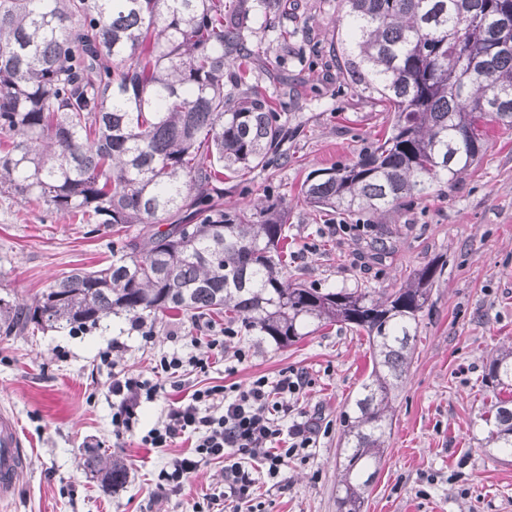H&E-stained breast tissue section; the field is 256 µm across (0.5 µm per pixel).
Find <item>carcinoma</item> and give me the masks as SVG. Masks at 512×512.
I'll use <instances>...</instances> for the list:
<instances>
[{
	"mask_svg": "<svg viewBox=\"0 0 512 512\" xmlns=\"http://www.w3.org/2000/svg\"><path fill=\"white\" fill-rule=\"evenodd\" d=\"M341 69L388 113L385 138L306 176L316 212L386 220L484 153L487 125L512 129V0H345ZM247 0H0V190L128 228L120 256L55 279L30 304L0 297V334L86 330L222 314L286 346L345 324L368 339L371 371L346 414L338 512H362L387 448L395 392L445 262L398 288H317L288 278L287 214L273 187L224 207V178L288 160V122L249 82L263 62L242 35ZM295 32L280 29L281 61ZM167 228L162 230L160 225ZM487 444L512 450V345L485 375ZM119 487L112 455H84Z\"/></svg>",
	"mask_w": 512,
	"mask_h": 512,
	"instance_id": "obj_1",
	"label": "carcinoma"
}]
</instances>
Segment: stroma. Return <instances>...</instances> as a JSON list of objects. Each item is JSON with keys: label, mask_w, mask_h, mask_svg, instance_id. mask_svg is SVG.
<instances>
[{"label": "stroma", "mask_w": 512, "mask_h": 512, "mask_svg": "<svg viewBox=\"0 0 512 512\" xmlns=\"http://www.w3.org/2000/svg\"><path fill=\"white\" fill-rule=\"evenodd\" d=\"M283 2L274 20L253 10L244 37L264 53L254 83L288 116V160L244 178L251 197L271 184L287 205L290 278L321 288H396L431 260L445 263L363 512H512V454L486 446L483 421L492 400L483 384L487 364L512 343V131L488 126L481 161L391 216L390 250L375 258L368 238L335 234L347 216L314 212L298 192L309 172L352 162L381 138L386 114L336 73L344 0ZM284 27L298 30L301 58L289 61L283 80L276 37ZM115 239L112 230L90 231L76 217L1 192L0 297L29 303L71 270L109 264ZM224 326L219 318L198 329L190 317L173 315L157 320L147 341L120 317L77 334L0 335V409L17 419L26 452L0 512H200L224 482L223 462L203 463L180 493L156 497L159 469L188 444L153 449L139 436L115 435L107 377L92 368L98 352L117 341L118 366L147 373L156 356L173 350L172 335L202 340ZM238 336L249 360L230 371L224 353L211 352L194 382L243 384L285 368L305 371L297 406L319 424L314 447L289 458L279 486L259 477L256 504L261 512H337L344 413L370 370L366 335L331 325L288 346L243 330ZM89 448L124 465L123 486L104 488L84 469Z\"/></svg>", "instance_id": "obj_1"}]
</instances>
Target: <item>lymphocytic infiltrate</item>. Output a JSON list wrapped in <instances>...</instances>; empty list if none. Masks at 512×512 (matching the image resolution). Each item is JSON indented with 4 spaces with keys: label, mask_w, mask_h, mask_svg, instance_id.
Returning a JSON list of instances; mask_svg holds the SVG:
<instances>
[{
    "label": "lymphocytic infiltrate",
    "mask_w": 512,
    "mask_h": 512,
    "mask_svg": "<svg viewBox=\"0 0 512 512\" xmlns=\"http://www.w3.org/2000/svg\"><path fill=\"white\" fill-rule=\"evenodd\" d=\"M204 356L164 353L151 374L117 369L111 350L101 351L93 366L106 373L112 394V428L115 434H140L144 445L168 448L190 437L188 452L173 456L159 471L155 489L165 497L180 492L201 462H224V488L210 503H227L232 512H256V479L251 460H260L268 479H277L288 456L313 447L316 429L305 421H289V403L305 385L306 376L283 370L276 379L261 375L247 384L199 388L173 402L149 430H141L140 409L165 393L181 387L187 375L205 369Z\"/></svg>",
    "instance_id": "f902f5d3"
}]
</instances>
